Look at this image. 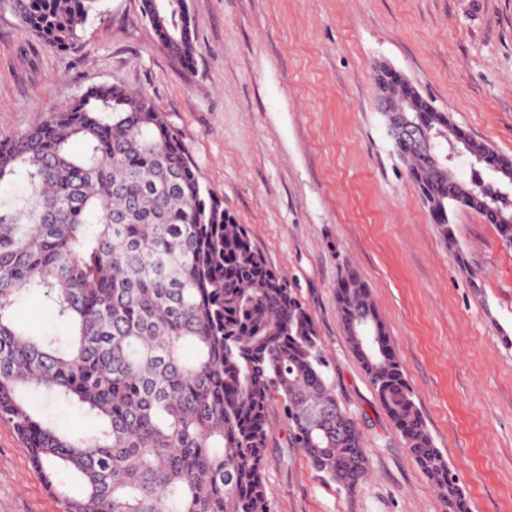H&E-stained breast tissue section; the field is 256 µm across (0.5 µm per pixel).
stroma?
<instances>
[{
  "label": "stroma",
  "mask_w": 512,
  "mask_h": 512,
  "mask_svg": "<svg viewBox=\"0 0 512 512\" xmlns=\"http://www.w3.org/2000/svg\"><path fill=\"white\" fill-rule=\"evenodd\" d=\"M196 54L160 44L142 0H101L61 53L0 11V139L120 83L149 95L202 181L308 308L368 472L353 492L288 445L268 407L272 512H448L411 458L340 323L336 285L371 290L415 402L469 512H512V247L476 211H450L446 245L394 152L373 72L387 65L476 140L512 157V0H188ZM15 325L67 335L44 291ZM63 431L96 421L36 392ZM0 512H62L0 418Z\"/></svg>",
  "instance_id": "obj_1"
}]
</instances>
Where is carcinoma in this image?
Listing matches in <instances>:
<instances>
[{
  "label": "carcinoma",
  "instance_id": "cac0c4a2",
  "mask_svg": "<svg viewBox=\"0 0 512 512\" xmlns=\"http://www.w3.org/2000/svg\"><path fill=\"white\" fill-rule=\"evenodd\" d=\"M100 0H0L46 44L73 49ZM161 45L193 60L188 3L144 0ZM384 96L398 88L376 72ZM415 117L475 163L512 172V157L471 138L417 95ZM445 237L468 208L512 236V182L473 169L456 178L406 160ZM28 194L0 204V417L26 443L63 512H271L262 461L267 410L281 402L289 441L351 492L367 449L326 375L307 307L271 268L247 227L202 183L156 104L118 84L86 88L65 107L0 140V185ZM45 289L70 337L16 327L11 309ZM346 335L412 459L449 512H468L436 448L369 288L347 269L336 287ZM191 355L185 354L186 348ZM42 391L97 417L88 436L30 410Z\"/></svg>",
  "mask_w": 512,
  "mask_h": 512
}]
</instances>
